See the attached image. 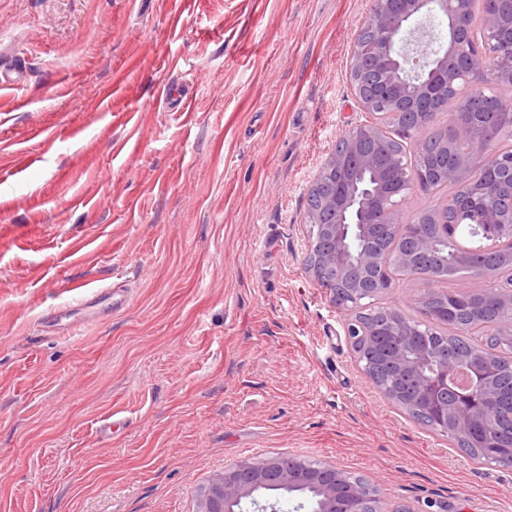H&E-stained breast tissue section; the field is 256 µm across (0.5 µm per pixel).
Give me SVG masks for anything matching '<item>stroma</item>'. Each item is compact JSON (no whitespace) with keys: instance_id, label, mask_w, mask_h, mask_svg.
I'll list each match as a JSON object with an SVG mask.
<instances>
[{"instance_id":"obj_1","label":"stroma","mask_w":512,"mask_h":512,"mask_svg":"<svg viewBox=\"0 0 512 512\" xmlns=\"http://www.w3.org/2000/svg\"><path fill=\"white\" fill-rule=\"evenodd\" d=\"M371 6L0 0L26 72L0 85V512H198L225 468L279 455L412 512H512V466L386 400L304 269L308 186L368 118L349 62ZM173 83L187 111L159 107ZM116 270L125 307L42 324ZM73 312L74 309L69 305H57L44 316L43 322L58 332L68 334L74 328Z\"/></svg>"}]
</instances>
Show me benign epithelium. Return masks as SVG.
Returning a JSON list of instances; mask_svg holds the SVG:
<instances>
[{"instance_id":"1","label":"benign epithelium","mask_w":512,"mask_h":512,"mask_svg":"<svg viewBox=\"0 0 512 512\" xmlns=\"http://www.w3.org/2000/svg\"><path fill=\"white\" fill-rule=\"evenodd\" d=\"M505 0H483L484 12L474 16L471 0H373V8L361 30L373 34V52L367 58L353 56L350 62V83L359 104L375 120L349 128L336 141L324 158L320 171L337 172L344 164L340 148L358 151L364 141L380 143L386 136L382 118L385 112L418 115L428 111L430 101L440 93L456 90L458 83L476 74L499 81L512 82V61L497 57L469 41L473 28L494 34L504 28L512 31V7L504 14ZM438 16L447 21L448 38L438 48L422 41L427 22ZM457 134L470 142V149L458 156L448 167L451 192L438 198L430 207L432 223L448 234V210H461L471 198L499 199L501 180L482 184L471 182L467 171L486 149V138L468 127ZM493 166L509 177L508 211L497 207L483 213L477 224L482 239L498 247L503 239L512 241V226L506 227L504 214L512 222V152L495 155ZM392 169L400 177L406 171L401 158L388 151L372 150L359 154L360 171L377 178L384 169ZM371 194L369 190L351 188L332 204L334 222L318 225L328 247L319 255L320 263L336 269L348 284L351 295L368 289L385 291L388 284L372 273L379 268L378 256L361 251L352 257L346 246L349 228L366 227ZM432 240L427 234L409 238L406 266L413 259L429 257ZM417 357L407 358L398 351L393 355L394 370L403 387L385 394L393 402L415 403L423 400L429 415L458 433L467 434L479 423L491 432L498 410L512 408V390L503 392L488 376L485 350L475 348L464 357L448 356L433 378L419 376L420 365L431 351L416 346ZM298 499V512H413L400 504L393 509L384 507L385 500L377 485L350 473L334 463L293 459L284 463L278 459L240 461L213 479L206 497L210 500L203 512H280L285 496Z\"/></svg>"}]
</instances>
